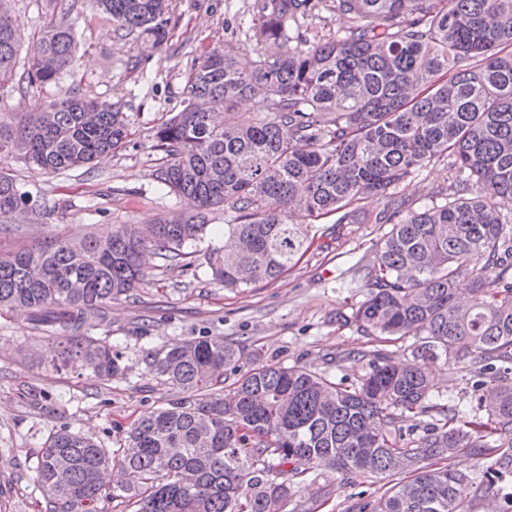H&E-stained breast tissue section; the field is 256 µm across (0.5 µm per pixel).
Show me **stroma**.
<instances>
[{
    "instance_id": "obj_1",
    "label": "stroma",
    "mask_w": 512,
    "mask_h": 512,
    "mask_svg": "<svg viewBox=\"0 0 512 512\" xmlns=\"http://www.w3.org/2000/svg\"><path fill=\"white\" fill-rule=\"evenodd\" d=\"M252 0H175L169 37L151 49L135 38L118 39L110 17L91 11L86 0H14L23 33L19 58L32 54L36 42L61 16H68L76 37L73 74L44 86L0 85V113L17 115L78 92L120 103L133 134L114 154L99 158L90 170L48 174L22 161L0 162L30 195L28 219L0 228V251L46 243L60 235L101 234L114 224H152L159 218L191 211L188 200L167 193L155 171L160 154L153 129L181 108L184 76L193 61L214 47L231 46L253 57L257 43L238 32ZM448 180V162H430L398 192L423 207L432 187ZM363 220L335 224L333 218L307 223L313 246L281 278L229 290L212 281L205 264L208 250L224 244V216L216 214L190 257V267L150 251L143 257L138 288L107 304L102 320L88 335L106 341L121 357L122 375L102 381L90 371L53 366L49 342L29 324L25 309L0 313V512H69L48 504L34 485L37 455L47 439L67 428L93 436L108 449L124 442L125 432L144 412L182 400L183 392L164 383L144 364L147 352L167 350L184 340L208 336L244 349V364L254 358L280 366H304L332 380L355 379L367 366L376 341L351 318L365 299L360 272L370 250L386 232L370 215L383 203L374 198L357 204ZM433 400L477 409L473 362L459 357L434 365ZM492 459H459L480 483L467 512H504L512 496V474L488 483ZM333 490L316 498L319 486ZM386 480L321 468L292 490L282 512H351L365 499L381 495Z\"/></svg>"
}]
</instances>
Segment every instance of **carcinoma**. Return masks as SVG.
Instances as JSON below:
<instances>
[{
	"label": "carcinoma",
	"mask_w": 512,
	"mask_h": 512,
	"mask_svg": "<svg viewBox=\"0 0 512 512\" xmlns=\"http://www.w3.org/2000/svg\"><path fill=\"white\" fill-rule=\"evenodd\" d=\"M12 2L0 0V84L18 65ZM89 3L122 39H168L173 0ZM325 12L349 26L318 37L312 24ZM250 16L256 56L204 52L185 74L181 110L153 134L156 178L195 212L0 253V312L25 307L35 327L59 326L54 356L109 380L124 372L119 356L82 331L138 287L144 251L183 256L221 208L224 248L206 263L213 281L243 288L279 278L313 244L290 223L291 206L351 224L355 203L373 196L384 201L373 223L390 228L362 267L369 293L353 318L380 342L416 338L412 360L378 350L356 381L335 382L295 365L244 371L239 347L190 338L145 363L195 401L145 413L114 452L57 431L34 483L48 502L81 512L104 497L135 512H270L330 467L396 477L359 512H463L474 482L451 460L491 451V478L512 473V0H254ZM74 49L72 25L50 26L22 80L57 81L74 68ZM245 101L248 124L237 116ZM130 135L121 107L73 95L17 123L0 114V159L46 173L88 169ZM440 158L448 184L413 208L397 187ZM24 205L26 193L0 172V219ZM463 276L467 302L457 294ZM461 354L476 355L480 416L431 400L426 364ZM405 412L435 418L408 444L397 425ZM494 436L490 449L484 438ZM116 462L141 485L107 486Z\"/></svg>",
	"instance_id": "1"
}]
</instances>
